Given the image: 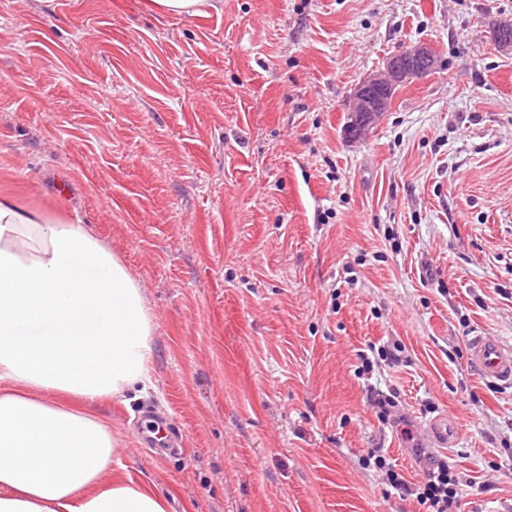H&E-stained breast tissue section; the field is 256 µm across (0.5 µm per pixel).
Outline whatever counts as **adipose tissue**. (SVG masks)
<instances>
[{
  "label": "adipose tissue",
  "instance_id": "obj_1",
  "mask_svg": "<svg viewBox=\"0 0 512 512\" xmlns=\"http://www.w3.org/2000/svg\"><path fill=\"white\" fill-rule=\"evenodd\" d=\"M154 318L83 224L0 196V512H165L113 480L125 450L97 404L152 385Z\"/></svg>",
  "mask_w": 512,
  "mask_h": 512
}]
</instances>
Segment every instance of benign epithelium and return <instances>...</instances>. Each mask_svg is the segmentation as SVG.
Segmentation results:
<instances>
[{"label": "benign epithelium", "mask_w": 512, "mask_h": 512, "mask_svg": "<svg viewBox=\"0 0 512 512\" xmlns=\"http://www.w3.org/2000/svg\"><path fill=\"white\" fill-rule=\"evenodd\" d=\"M439 66L436 52L417 43L386 60L381 72L365 76L354 88L349 101V132L358 135L388 111L394 90L401 84L421 78Z\"/></svg>", "instance_id": "obj_1"}]
</instances>
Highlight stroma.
Wrapping results in <instances>:
<instances>
[{
	"mask_svg": "<svg viewBox=\"0 0 512 512\" xmlns=\"http://www.w3.org/2000/svg\"><path fill=\"white\" fill-rule=\"evenodd\" d=\"M504 21L512 0H0V194L85 224L155 318L153 389L99 406L119 477L169 512H420L368 458L420 480L413 438L447 417L463 512H512V387L467 358L512 346ZM419 42L441 69L352 138L355 86ZM144 416L185 452L145 447ZM221 0H149L148 8L158 15H204L209 10L219 11ZM370 398L374 407L377 408V416L379 421L383 424H387L390 421L394 408L397 407L395 399V393L386 394L383 391L377 390L376 388H369Z\"/></svg>",
	"mask_w": 512,
	"mask_h": 512,
	"instance_id": "35a3bbf8",
	"label": "stroma"
}]
</instances>
